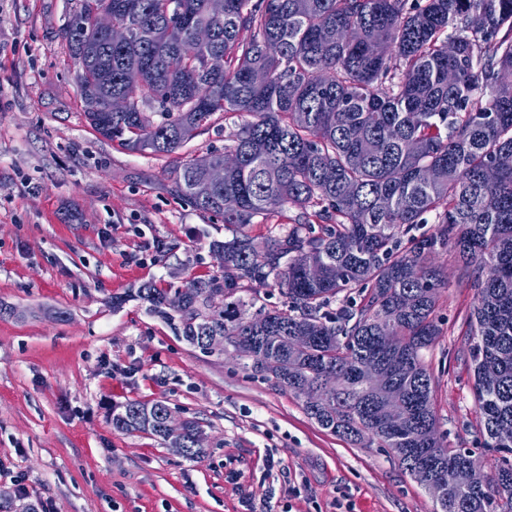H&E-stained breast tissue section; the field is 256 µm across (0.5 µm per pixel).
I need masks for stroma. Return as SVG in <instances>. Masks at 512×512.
I'll return each mask as SVG.
<instances>
[{"label":"stroma","mask_w":512,"mask_h":512,"mask_svg":"<svg viewBox=\"0 0 512 512\" xmlns=\"http://www.w3.org/2000/svg\"><path fill=\"white\" fill-rule=\"evenodd\" d=\"M77 6L0 0V490L38 512H243L246 498L256 512H434L387 449L323 429L234 352L201 354L139 302L113 307L146 282L218 274L208 244L224 221L174 195L179 156L88 126L63 39ZM437 262L433 408L450 447L475 448V291L453 253ZM135 399L198 420L203 456L114 430L113 404Z\"/></svg>","instance_id":"1"}]
</instances>
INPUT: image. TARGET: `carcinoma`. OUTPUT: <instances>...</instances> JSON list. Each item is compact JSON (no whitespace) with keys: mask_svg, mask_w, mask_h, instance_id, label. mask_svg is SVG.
Listing matches in <instances>:
<instances>
[{"mask_svg":"<svg viewBox=\"0 0 512 512\" xmlns=\"http://www.w3.org/2000/svg\"><path fill=\"white\" fill-rule=\"evenodd\" d=\"M78 2L64 38L80 94L128 101L125 112L85 113L100 138L172 155L216 114L242 117L224 151L174 171L177 197L233 228L209 243L224 253L222 273L173 292L144 283L134 297L204 355L203 337L224 335L245 367L302 400L322 428L390 449L423 488L442 483L437 512H512V0H224L221 18L206 0ZM109 9L130 30L124 45L97 31ZM199 28L211 31L208 43L195 41ZM228 153L238 167L207 191V166ZM288 204L301 209L298 222L255 243L245 228ZM310 207L332 225L315 231ZM428 215L434 231L412 234ZM448 247L476 291L468 357L483 447L494 453L488 470L429 433L423 352L440 336L447 283L434 259ZM269 282L286 297L280 308L252 295ZM388 331L400 337L394 353L382 342ZM303 333L312 342L292 350L289 337ZM486 361L492 380L480 372ZM367 368L381 372V391L365 386ZM327 372L336 386L322 384ZM306 387L328 403L303 400ZM386 390L402 411L391 427L379 422ZM166 409L129 400L112 407L111 424L165 444L179 438L185 458H199L200 422L170 431ZM458 467L473 469L472 484L455 483Z\"/></svg>","mask_w":512,"mask_h":512,"instance_id":"cac0c4a2","label":"carcinoma"}]
</instances>
